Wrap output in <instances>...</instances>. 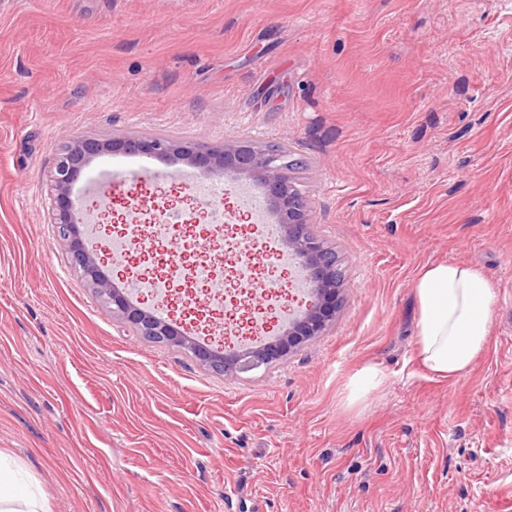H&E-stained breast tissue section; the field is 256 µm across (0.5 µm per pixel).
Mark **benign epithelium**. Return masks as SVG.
Here are the masks:
<instances>
[{"label": "benign epithelium", "mask_w": 512, "mask_h": 512, "mask_svg": "<svg viewBox=\"0 0 512 512\" xmlns=\"http://www.w3.org/2000/svg\"><path fill=\"white\" fill-rule=\"evenodd\" d=\"M122 151L146 160L178 155L186 164L210 175L252 177L264 190L267 206L288 253L305 268L311 300L290 314L280 333L252 348L218 353L186 336L177 326L151 310L136 305L126 290L116 287L101 269V259L83 243L73 199L80 175L99 156ZM287 153L273 146L226 142L219 149L200 143H178L150 133H122L110 138L86 135L68 137L51 172L50 223L66 246L70 265L80 273L112 317L136 335L190 354L202 367L224 375L263 368L286 360L309 342L326 334L336 320L342 286L339 268L329 258L332 248L311 228L308 203L290 176Z\"/></svg>", "instance_id": "obj_1"}]
</instances>
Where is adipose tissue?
Wrapping results in <instances>:
<instances>
[{"instance_id":"ef3b65f1","label":"adipose tissue","mask_w":512,"mask_h":512,"mask_svg":"<svg viewBox=\"0 0 512 512\" xmlns=\"http://www.w3.org/2000/svg\"><path fill=\"white\" fill-rule=\"evenodd\" d=\"M414 293L418 363L442 379L467 374L488 344L496 300L490 280L476 267L444 261L421 270ZM0 512H50L41 486L26 481L15 459L1 451Z\"/></svg>"}]
</instances>
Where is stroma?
<instances>
[{
    "mask_svg": "<svg viewBox=\"0 0 512 512\" xmlns=\"http://www.w3.org/2000/svg\"><path fill=\"white\" fill-rule=\"evenodd\" d=\"M127 132L287 147L345 271L324 336L227 380L113 319L47 204L68 136ZM138 162L102 155L76 183L83 240L120 285L144 267L111 239L176 215L177 259L205 256L224 304L172 311L180 283L138 303L248 347L224 331L244 301L227 269L269 245L239 180L200 198L172 156L145 198ZM441 261L496 294L453 379L413 355L415 278ZM369 366L385 384L349 401ZM0 450L50 512H512V0H0Z\"/></svg>",
    "mask_w": 512,
    "mask_h": 512,
    "instance_id": "1",
    "label": "stroma"
}]
</instances>
